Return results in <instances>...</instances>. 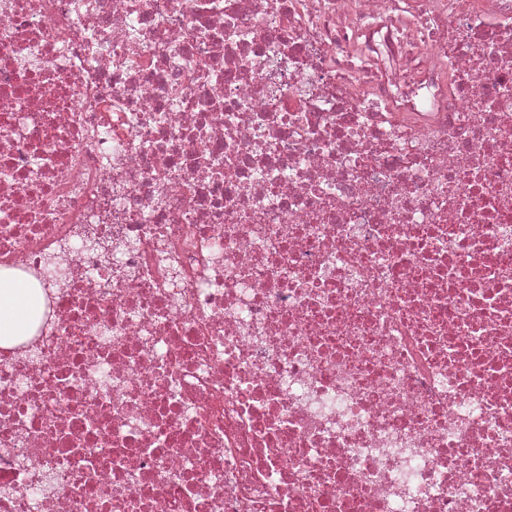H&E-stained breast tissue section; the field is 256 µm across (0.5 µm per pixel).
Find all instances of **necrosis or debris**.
I'll list each match as a JSON object with an SVG mask.
<instances>
[{"label": "necrosis or debris", "instance_id": "1", "mask_svg": "<svg viewBox=\"0 0 512 512\" xmlns=\"http://www.w3.org/2000/svg\"><path fill=\"white\" fill-rule=\"evenodd\" d=\"M0 512H512V0H0ZM42 294L16 274L0 272V347H11L29 336Z\"/></svg>", "mask_w": 512, "mask_h": 512}]
</instances>
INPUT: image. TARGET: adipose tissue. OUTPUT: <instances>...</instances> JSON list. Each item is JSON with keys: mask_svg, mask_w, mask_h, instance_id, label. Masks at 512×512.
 Here are the masks:
<instances>
[{"mask_svg": "<svg viewBox=\"0 0 512 512\" xmlns=\"http://www.w3.org/2000/svg\"><path fill=\"white\" fill-rule=\"evenodd\" d=\"M41 301V292L25 278L0 272V347L12 346L30 335Z\"/></svg>", "mask_w": 512, "mask_h": 512, "instance_id": "obj_1", "label": "adipose tissue"}]
</instances>
